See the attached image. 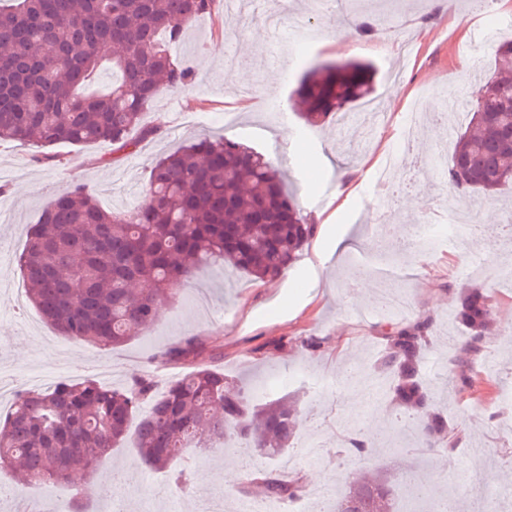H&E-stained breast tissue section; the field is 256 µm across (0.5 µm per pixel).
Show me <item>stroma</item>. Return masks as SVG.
<instances>
[{"label": "stroma", "mask_w": 512, "mask_h": 512, "mask_svg": "<svg viewBox=\"0 0 512 512\" xmlns=\"http://www.w3.org/2000/svg\"><path fill=\"white\" fill-rule=\"evenodd\" d=\"M314 0H262L244 13L219 8L198 18L170 47L193 72L183 88L160 91L133 129V149L108 142L58 145L40 161L35 147L0 141V246L22 249L27 226L38 222L56 193L75 183L89 185L99 205L123 211L146 199L151 166L201 135L223 136L255 148L280 170L305 223L314 227L298 261L277 279L256 280L215 266L199 269L174 298L162 303L155 323L117 347H100L60 335L33 306H19L15 291L25 281L18 262L0 260V405L14 395L59 379L92 378L123 387L133 376L153 372L159 388L192 371L188 362H167L159 353L187 336L207 340L213 367L245 391L274 378L300 400L294 450L274 457L252 456L232 480L224 465L238 455L224 450L194 455L184 486H173L130 448L115 450L96 464L85 486L88 512H211L225 497L259 498L249 484L253 471L299 474L308 490L324 492L321 512H333L348 475L362 468L394 476L397 493L409 479H437L449 503L461 512H512V427L497 416L498 394L512 388V283L500 280L512 262V196L490 202L481 192L458 193L472 209L481 233L457 247L441 237L417 247L412 227L440 213L448 185L424 169L446 131L465 130L467 110L450 123L427 124L405 141L406 115L414 104L432 112L426 92L440 93L458 78L475 87L492 72V47H473L480 70L467 71L461 49L467 32L486 26L469 0H337L319 11ZM461 15L464 29L454 28ZM363 19L372 32L331 46L337 25ZM360 59L376 68L373 102L388 114L372 144L359 130L339 137L335 119L309 127L291 108L290 93L304 69L317 60ZM247 80H240V73ZM155 135L142 136L143 128ZM405 151L396 191L379 194L372 164L389 151ZM356 190L331 226L319 225L344 177ZM480 287L491 300L495 329L482 341L483 357L469 367V388L455 387L456 364L466 337L454 315L463 288ZM401 291L411 306L384 309L389 293ZM427 313L432 343L423 357V376L447 415L453 434L464 440L446 450L422 445L393 425L386 402L372 401L366 387H323L321 378L341 377L370 367L384 337L396 324ZM324 345L308 350V339ZM346 340L343 354L329 348ZM360 431L373 447L360 461L341 455L346 435ZM74 486H34L0 468V512H58Z\"/></svg>", "instance_id": "stroma-1"}]
</instances>
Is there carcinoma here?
Instances as JSON below:
<instances>
[{
	"mask_svg": "<svg viewBox=\"0 0 512 512\" xmlns=\"http://www.w3.org/2000/svg\"><path fill=\"white\" fill-rule=\"evenodd\" d=\"M217 0H3L0 3V140L39 148L109 141L134 146L128 133L164 88H179L191 70L175 62L169 45L187 25L213 15ZM117 79L102 93L105 68ZM373 72L358 60L309 68L295 93L301 117L314 126L371 94ZM448 185L488 198L512 186V40L500 42L495 67L471 108L448 164ZM312 235L272 163L260 152L205 136L157 161L148 198L122 212L102 209L84 184L59 193L27 231L20 265L28 299L61 335L102 346L123 344L153 322L159 304L203 266L222 265L256 279L273 280L299 258ZM455 319L470 333L458 358L459 389L480 355L492 319L487 295L469 288L456 297ZM430 324H400L374 362L389 375L388 401L396 422L408 428L423 416L425 439L441 444L448 418L427 390L421 364ZM208 351L190 336L161 359L195 368L159 394L150 374L122 388L93 380H61L23 390L0 414V464L27 483L70 482L88 472L129 435L151 468L177 485L178 465L198 450L238 441L243 455L275 456L296 435L299 407L284 395L258 403L201 363ZM354 435L344 452L369 454ZM253 482L275 501L304 493L300 479L271 471ZM393 485L382 475L353 474L334 512H399Z\"/></svg>",
	"mask_w": 512,
	"mask_h": 512,
	"instance_id": "carcinoma-1",
	"label": "carcinoma"
}]
</instances>
